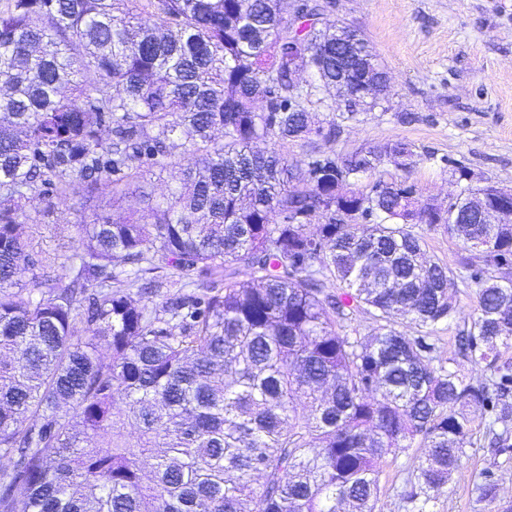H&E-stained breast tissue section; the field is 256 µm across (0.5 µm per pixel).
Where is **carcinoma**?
<instances>
[{"instance_id": "carcinoma-1", "label": "carcinoma", "mask_w": 512, "mask_h": 512, "mask_svg": "<svg viewBox=\"0 0 512 512\" xmlns=\"http://www.w3.org/2000/svg\"><path fill=\"white\" fill-rule=\"evenodd\" d=\"M334 27L320 0L291 28L282 0H3L0 512H375L383 465L416 444L400 497L433 512L473 411L491 413L489 447L512 452V365L499 363L512 284L489 274L512 270V224L448 225L455 270L426 257L419 227L434 220L409 199L415 185L384 179L406 169V142L288 164V144L334 134L305 106L336 85ZM290 44L318 81L298 105ZM175 139L192 165L170 160ZM338 162L365 172L344 198L369 211L364 224L320 212ZM155 167L176 186L144 195L141 214L79 225L63 283L36 242L51 210L35 206L41 187H80L90 208L98 187L116 203ZM160 268L157 287L194 274L210 295L161 312L134 300ZM457 278L476 285L458 349L485 379L445 366L434 336L458 315Z\"/></svg>"}]
</instances>
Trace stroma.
Segmentation results:
<instances>
[{"mask_svg": "<svg viewBox=\"0 0 512 512\" xmlns=\"http://www.w3.org/2000/svg\"><path fill=\"white\" fill-rule=\"evenodd\" d=\"M330 17L357 29L391 76L389 95L373 109L349 113L343 102L313 91L307 104L318 124L335 127L331 139L312 136L289 145L297 164L310 151L348 156L363 147L401 140L419 156L409 170L387 169L385 179L417 186L421 198L447 205L457 194L451 172L463 166L478 185L512 186V0H331ZM80 193L56 204L40 225L44 249L67 262L81 221ZM458 319L438 325L444 357L457 355L463 317L474 309L475 288L457 284ZM484 411L475 414L464 467L441 494L435 512H506L512 507V453L493 455L484 445ZM416 463L399 455L380 477L377 512H404L396 495ZM499 485L498 497L477 501L473 489L485 475Z\"/></svg>", "mask_w": 512, "mask_h": 512, "instance_id": "35a3bbf8", "label": "stroma"}]
</instances>
